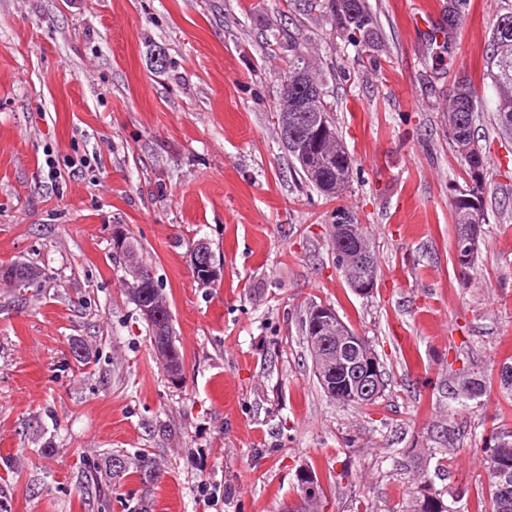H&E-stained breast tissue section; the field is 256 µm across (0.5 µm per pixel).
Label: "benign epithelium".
<instances>
[{
  "label": "benign epithelium",
  "instance_id": "1",
  "mask_svg": "<svg viewBox=\"0 0 512 512\" xmlns=\"http://www.w3.org/2000/svg\"><path fill=\"white\" fill-rule=\"evenodd\" d=\"M337 228L342 237L333 249L334 263L346 274V280L353 292L357 295L362 294L364 289L368 288L366 284L359 285L360 272L357 271V268L362 266L361 259L364 258L360 244L362 225L345 223L337 225ZM189 258L193 275L199 285L209 286L221 277V267L217 264L216 256L207 241H198L191 249ZM125 285L134 297L138 296L142 289L150 287L149 275L141 264H131L127 267ZM139 307L142 317L147 322L156 324L157 331L162 336V340L155 345L157 353L172 354L170 336L173 332L170 312L144 301L139 302ZM308 318L310 340L314 344L318 343L320 337L326 335V326L336 325V372L342 373L349 383L347 390L335 392L339 400H360L378 393L380 376L376 354L363 350L362 338L350 327L338 325L341 318L336 310L327 304H313L309 309Z\"/></svg>",
  "mask_w": 512,
  "mask_h": 512
}]
</instances>
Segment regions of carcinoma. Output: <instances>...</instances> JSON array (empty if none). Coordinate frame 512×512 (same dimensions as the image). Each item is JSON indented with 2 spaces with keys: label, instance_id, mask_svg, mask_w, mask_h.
Masks as SVG:
<instances>
[{
  "label": "carcinoma",
  "instance_id": "cac0c4a2",
  "mask_svg": "<svg viewBox=\"0 0 512 512\" xmlns=\"http://www.w3.org/2000/svg\"><path fill=\"white\" fill-rule=\"evenodd\" d=\"M328 8L336 24L348 33L354 43L371 47L378 41V32L367 0H328ZM507 22L505 29L494 25L489 39L486 61L482 77L490 79L497 91L496 124L512 134V13L500 16ZM286 89L278 97L275 106L277 128L288 126V130L299 132L306 124L322 125L327 133L314 150H309L311 159L301 161L293 152L288 155L296 163L297 171L303 179L318 192L328 198L337 197L345 187L352 172L345 169L344 162L349 154L331 116L333 104L328 102L322 78L309 65L306 53L296 55L290 62L285 76ZM475 100L472 80L467 79L455 86L448 98V132L454 147L467 164V170L474 168L487 171L491 148L478 144L475 137V109L470 102ZM473 144L476 149L466 153L460 150L463 145ZM485 184L463 191L454 196L451 207L455 217L456 235L454 244L477 235L482 236L483 223L473 222L472 200L479 199L485 204ZM487 381L482 377H467L459 383V395L473 400L487 390ZM487 487L490 502L489 512H512V492L505 497L500 493L496 473L507 472L512 477V431H494L486 440ZM417 491L407 512H448L442 491L436 489L427 474L417 480ZM297 495L300 512H320L324 498L321 481L315 482L311 491L304 483L297 482Z\"/></svg>",
  "mask_w": 512,
  "mask_h": 512
}]
</instances>
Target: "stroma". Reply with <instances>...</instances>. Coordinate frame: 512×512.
Instances as JSON below:
<instances>
[{"instance_id":"stroma-1","label":"stroma","mask_w":512,"mask_h":512,"mask_svg":"<svg viewBox=\"0 0 512 512\" xmlns=\"http://www.w3.org/2000/svg\"><path fill=\"white\" fill-rule=\"evenodd\" d=\"M367 3L371 49L308 0H0V266L44 271L0 285V512H282L305 466L321 512H404L419 464L450 512H487L485 442L512 430L496 380L512 356V136L482 70L512 0H470L440 62L414 16L441 19L443 0ZM296 40L353 158L335 199L296 173L273 118ZM465 76L497 161L464 275L451 200L469 179L445 103ZM340 209L376 251L364 297L332 261ZM117 225L168 299L181 379L126 297ZM201 239L224 268L208 287L189 262ZM313 301L374 342L377 405L318 385L301 332ZM476 373L491 386L460 398ZM206 483L223 503L204 504Z\"/></svg>"}]
</instances>
